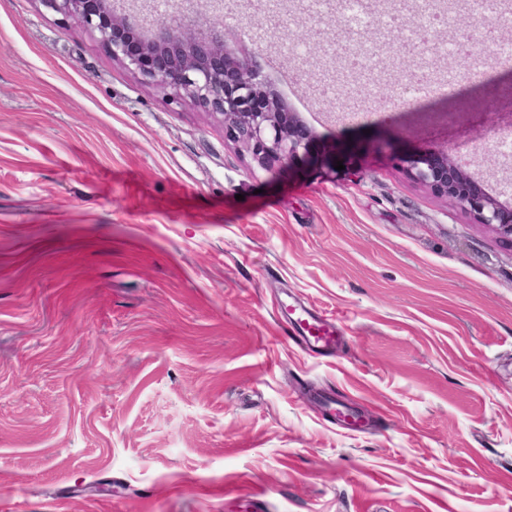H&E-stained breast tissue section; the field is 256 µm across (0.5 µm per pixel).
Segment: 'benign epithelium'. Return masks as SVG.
Masks as SVG:
<instances>
[{
	"mask_svg": "<svg viewBox=\"0 0 512 512\" xmlns=\"http://www.w3.org/2000/svg\"><path fill=\"white\" fill-rule=\"evenodd\" d=\"M63 18H77L102 45L144 80L174 98L188 97L222 116L224 130L261 169L286 165L309 153L314 130L273 88L256 61L224 47V34L192 31L179 21L183 0L145 26L114 0H40ZM413 177L473 212L512 245V206L489 195L483 182L446 146L430 145L403 159Z\"/></svg>",
	"mask_w": 512,
	"mask_h": 512,
	"instance_id": "1",
	"label": "benign epithelium"
}]
</instances>
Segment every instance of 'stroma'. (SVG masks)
<instances>
[{
  "label": "stroma",
  "instance_id": "stroma-1",
  "mask_svg": "<svg viewBox=\"0 0 512 512\" xmlns=\"http://www.w3.org/2000/svg\"><path fill=\"white\" fill-rule=\"evenodd\" d=\"M183 22L254 52L307 156L258 168L77 20L0 0V512H512V245L401 163L448 145L512 202L505 69L422 105L354 85L350 116L281 50L341 18ZM290 296L336 357L286 338ZM327 392L371 424L327 422ZM278 307L287 320L296 340L312 355L327 356L336 352L341 341V329L333 316L298 302H280Z\"/></svg>",
  "mask_w": 512,
  "mask_h": 512
}]
</instances>
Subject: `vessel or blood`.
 <instances>
[{"instance_id":"b4317fda","label":"vessel or blood","mask_w":512,"mask_h":512,"mask_svg":"<svg viewBox=\"0 0 512 512\" xmlns=\"http://www.w3.org/2000/svg\"><path fill=\"white\" fill-rule=\"evenodd\" d=\"M279 309L295 339L310 354L327 356L335 353L341 341V330L333 317L298 302L280 303Z\"/></svg>"}]
</instances>
